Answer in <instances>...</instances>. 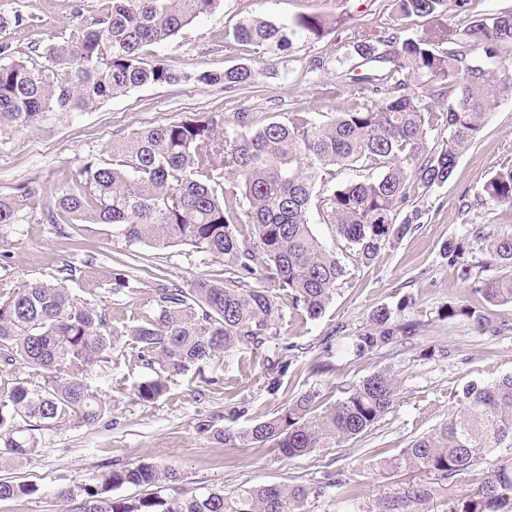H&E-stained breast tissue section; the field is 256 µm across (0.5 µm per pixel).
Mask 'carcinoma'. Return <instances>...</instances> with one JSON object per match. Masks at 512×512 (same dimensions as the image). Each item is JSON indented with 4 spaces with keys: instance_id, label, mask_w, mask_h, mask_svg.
Here are the masks:
<instances>
[{
    "instance_id": "obj_1",
    "label": "carcinoma",
    "mask_w": 512,
    "mask_h": 512,
    "mask_svg": "<svg viewBox=\"0 0 512 512\" xmlns=\"http://www.w3.org/2000/svg\"><path fill=\"white\" fill-rule=\"evenodd\" d=\"M404 17H423L429 27L415 37L396 28L353 37L356 63L349 82L373 92L370 103L351 105L325 121L301 110L284 121L251 128L247 112L236 115L242 132L215 135L218 119L194 114L164 125L133 129L112 143V159L85 161L73 185L40 201L29 185L0 195V227L34 219L58 224L79 220L115 224L131 245L157 250L188 246L224 265V279L198 277L182 286L156 289L152 315L129 327L138 359L157 366L156 377L134 387L143 401L162 397L168 381L219 361L240 347L264 354V377L277 393L288 372V345L278 324L283 298L310 318L320 317L345 269L311 229L312 211L358 252L374 260L382 249L423 223L415 205L420 193L448 181L458 158L476 140L487 117L512 99V71L470 61L468 40L493 57L512 45V13L475 20L465 37L448 24L463 0H394ZM220 0H106L102 15L82 21L68 41L42 50L64 74L15 58L0 42V131L21 132L50 112H74L146 84L196 82L226 89L253 83L250 67L223 73L188 74L164 63L144 61L146 46L164 42ZM326 22L301 17L291 24L260 17L244 19L233 32L239 44L289 48L294 40L318 35ZM224 157V168L216 167ZM338 168L366 171L358 179L320 193ZM487 198L512 205V167L485 183ZM248 224L233 222L240 204ZM468 236L485 243L501 275L474 277V289L494 306L512 303V231ZM265 260V283L253 281L256 255ZM448 264H468V241L450 240ZM465 317L493 333L481 310L448 305L438 311ZM371 328L355 338L359 352L382 348L415 329L400 324L381 306ZM114 341L106 318L74 298L60 282H24L0 290V372L24 375L0 394V468L28 459L41 432L66 425H93L109 408L85 381L88 368L112 362ZM397 396L392 376L377 371L319 408L318 394L306 393L275 416L245 428L201 423L226 448L272 447L287 457L336 448L367 432ZM462 409L413 440L387 466L434 472L451 479L492 455L499 466L481 490L448 504V512H512V374L487 384L467 385ZM172 467L141 461L114 464L92 483L57 491L61 500H81L79 512H314L325 487L241 486L196 494L181 487ZM122 486L154 492L114 498ZM37 487L0 479V499L30 496ZM428 492L416 488L404 501L382 503V512L423 505Z\"/></svg>"
}]
</instances>
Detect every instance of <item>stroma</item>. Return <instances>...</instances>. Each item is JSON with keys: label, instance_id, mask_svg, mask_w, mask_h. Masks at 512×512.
I'll return each mask as SVG.
<instances>
[{"label": "stroma", "instance_id": "obj_1", "mask_svg": "<svg viewBox=\"0 0 512 512\" xmlns=\"http://www.w3.org/2000/svg\"><path fill=\"white\" fill-rule=\"evenodd\" d=\"M103 6V0H0V15L19 12L28 18L25 25L1 33L0 40L10 44L14 57L27 58L35 47L67 41L77 22L98 17ZM310 14L327 19L328 28L285 51L240 45L232 37L246 16L289 23ZM427 25L424 18L400 17L393 0H222L172 41L147 46L144 57L191 74L245 65L254 73L249 88L147 84L91 108L48 115L34 128L2 133L0 195L29 182L41 197H53L87 159H109L113 141L130 130L193 113L223 117L221 131L228 135L236 129L233 117L239 112L249 113L257 127L286 120L295 110L327 119L351 102L372 98L343 78L354 63L351 31L399 28L415 36ZM511 165L512 101L506 100L459 157L448 181L427 193L423 224L372 262H363L318 213H311L315 233L335 252L345 275L321 317L285 308L279 330L289 345L290 368L274 395L266 389L261 358L246 349L210 364L204 375L172 379L156 401L132 394L134 385L154 376L124 335L126 327L154 310L158 282L149 278V269H161L165 284L180 286L200 275L223 278L221 264L187 247L160 251L129 245L111 224L26 222L1 229L0 288L61 281L73 296L104 313L119 337L109 367H92L87 376L91 390L110 406L111 423L67 425L46 433L37 452L11 472L37 486V493L0 499V512H70L57 489L88 483L116 460L178 469L184 487L197 493L327 483L314 512H378L381 500L404 497L418 487L430 491L423 512H447L451 499L481 489L498 465L495 457L478 460L450 480L384 470L378 462L398 455L457 412L456 396L468 383L512 374V303L486 305L473 290L472 276L449 265L443 254L446 243L464 237L470 225L512 230V205L486 201L483 192L493 173ZM117 273L127 280L118 291L113 288ZM450 303L486 310L501 326L500 335L480 331L463 317H439V309ZM380 305L388 306L395 320H417L421 326L394 344L357 353L354 340ZM383 369L397 385L393 405L371 430L338 448L288 458L273 448H227L197 429L203 421L218 427L251 425L310 391L327 405L344 388ZM349 486L355 497H347Z\"/></svg>", "mask_w": 512, "mask_h": 512}]
</instances>
